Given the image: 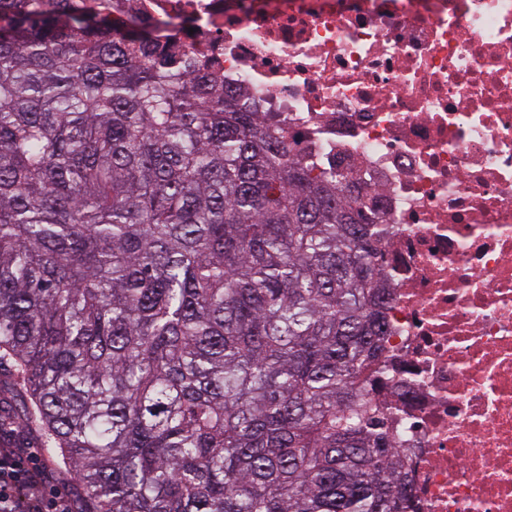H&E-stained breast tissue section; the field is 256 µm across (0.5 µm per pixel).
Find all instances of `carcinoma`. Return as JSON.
<instances>
[{
	"label": "carcinoma",
	"instance_id": "obj_1",
	"mask_svg": "<svg viewBox=\"0 0 512 512\" xmlns=\"http://www.w3.org/2000/svg\"><path fill=\"white\" fill-rule=\"evenodd\" d=\"M78 0H0V444L83 512H414L346 176Z\"/></svg>",
	"mask_w": 512,
	"mask_h": 512
}]
</instances>
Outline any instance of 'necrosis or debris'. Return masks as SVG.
Masks as SVG:
<instances>
[{"instance_id":"4bbe7bcc","label":"necrosis or debris","mask_w":512,"mask_h":512,"mask_svg":"<svg viewBox=\"0 0 512 512\" xmlns=\"http://www.w3.org/2000/svg\"><path fill=\"white\" fill-rule=\"evenodd\" d=\"M346 173L419 512H512V0H104Z\"/></svg>"}]
</instances>
